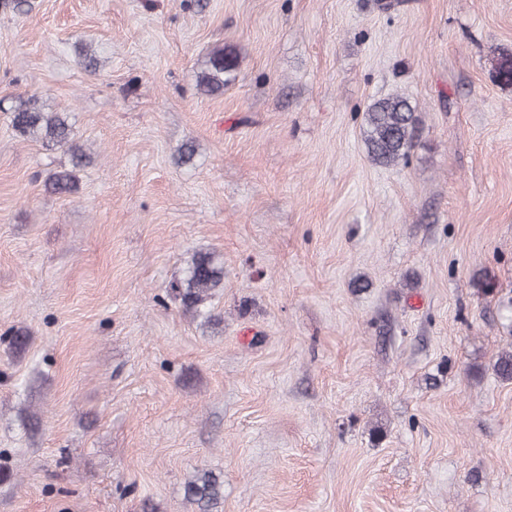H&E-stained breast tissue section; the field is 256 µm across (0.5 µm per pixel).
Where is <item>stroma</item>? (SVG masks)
Instances as JSON below:
<instances>
[{
	"mask_svg": "<svg viewBox=\"0 0 512 512\" xmlns=\"http://www.w3.org/2000/svg\"><path fill=\"white\" fill-rule=\"evenodd\" d=\"M381 2L0 8V103L89 156L55 193L69 155L0 112V512H197L202 468L222 512H512V0ZM394 95L388 167L363 125ZM197 252L208 321L173 290ZM205 66V70L198 76V86L205 88L207 93L218 92L236 79L238 61L232 50H213ZM12 128L22 137L41 142L46 147L62 149L71 157L72 168L53 172L49 177L52 189L57 193H71L75 190L74 170L81 166L88 156L75 140L73 123L67 112L47 111L45 106L18 97L6 110ZM365 119L371 160L386 166L406 164L417 124L412 103L402 96L378 100L368 107ZM186 499L195 504L199 512H217L214 510L223 500V481L209 470H198L185 484Z\"/></svg>",
	"mask_w": 512,
	"mask_h": 512,
	"instance_id": "stroma-1",
	"label": "stroma"
}]
</instances>
